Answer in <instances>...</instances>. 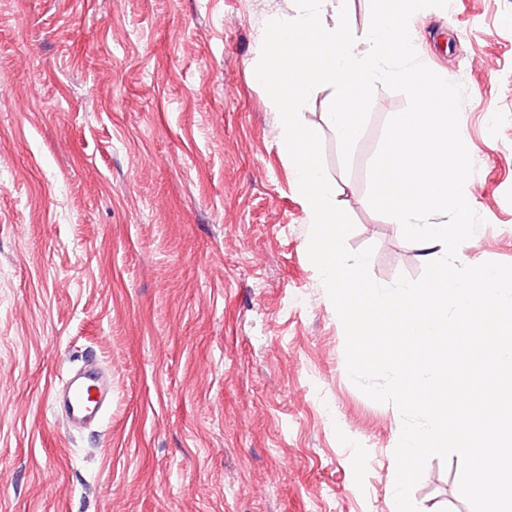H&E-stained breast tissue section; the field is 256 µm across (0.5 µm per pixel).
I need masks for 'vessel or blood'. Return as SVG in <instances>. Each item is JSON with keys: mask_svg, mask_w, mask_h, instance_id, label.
Returning <instances> with one entry per match:
<instances>
[{"mask_svg": "<svg viewBox=\"0 0 512 512\" xmlns=\"http://www.w3.org/2000/svg\"><path fill=\"white\" fill-rule=\"evenodd\" d=\"M112 396L111 378L100 375L97 367L84 366L70 378L64 394V411L69 425L96 420Z\"/></svg>", "mask_w": 512, "mask_h": 512, "instance_id": "obj_1", "label": "vessel or blood"}]
</instances>
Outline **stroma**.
<instances>
[{
	"mask_svg": "<svg viewBox=\"0 0 512 512\" xmlns=\"http://www.w3.org/2000/svg\"><path fill=\"white\" fill-rule=\"evenodd\" d=\"M294 0H0V512H390L397 407L350 379L310 261L278 111L255 76ZM421 61L462 84L471 264H512V0H449ZM404 94L377 86L350 163L307 124L371 249V277L426 262L368 202ZM93 358L102 422L72 433L53 394ZM433 458L420 512H472Z\"/></svg>",
	"mask_w": 512,
	"mask_h": 512,
	"instance_id": "stroma-1",
	"label": "stroma"
}]
</instances>
